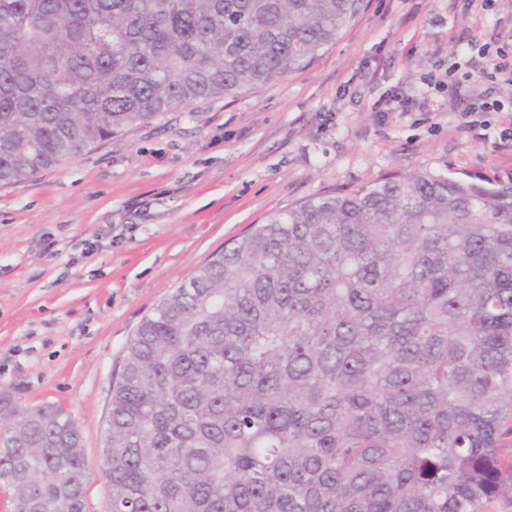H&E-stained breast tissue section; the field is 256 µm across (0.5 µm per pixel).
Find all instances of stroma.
<instances>
[{"label": "stroma", "instance_id": "obj_1", "mask_svg": "<svg viewBox=\"0 0 512 512\" xmlns=\"http://www.w3.org/2000/svg\"><path fill=\"white\" fill-rule=\"evenodd\" d=\"M464 0H364L302 70L233 96L188 101L96 143L64 167L0 188V388L62 406L82 434L87 512H104L112 385L140 320L225 243L314 195L413 171L512 181V85L472 128L443 94L416 110L428 72L464 65L451 37L512 34V0L488 17ZM401 95L408 112H380Z\"/></svg>", "mask_w": 512, "mask_h": 512}]
</instances>
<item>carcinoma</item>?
<instances>
[{"instance_id": "carcinoma-1", "label": "carcinoma", "mask_w": 512, "mask_h": 512, "mask_svg": "<svg viewBox=\"0 0 512 512\" xmlns=\"http://www.w3.org/2000/svg\"><path fill=\"white\" fill-rule=\"evenodd\" d=\"M361 0H0V187L306 67ZM512 181L427 171L255 224L139 322L105 512H480L512 490ZM77 424L0 389L13 512H86Z\"/></svg>"}]
</instances>
